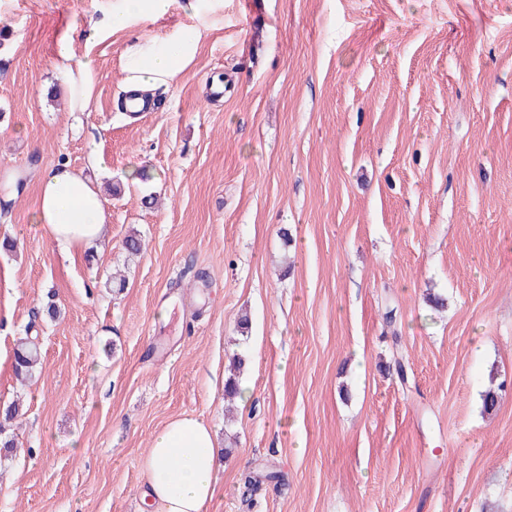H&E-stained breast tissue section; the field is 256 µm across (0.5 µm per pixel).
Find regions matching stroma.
Here are the masks:
<instances>
[{"instance_id": "35a3bbf8", "label": "stroma", "mask_w": 512, "mask_h": 512, "mask_svg": "<svg viewBox=\"0 0 512 512\" xmlns=\"http://www.w3.org/2000/svg\"><path fill=\"white\" fill-rule=\"evenodd\" d=\"M185 2L94 41L112 0H0V174L27 177L0 217V402L25 410L0 512H140L181 415L223 450L209 512H512V0H224L130 119L124 48ZM62 38L94 61L91 111L46 95ZM92 154L107 234L67 256L31 221L38 180ZM41 364V352L38 344L29 336L17 343L14 351V371L21 383L32 376Z\"/></svg>"}]
</instances>
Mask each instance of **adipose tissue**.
Masks as SVG:
<instances>
[{
	"instance_id": "1",
	"label": "adipose tissue",
	"mask_w": 512,
	"mask_h": 512,
	"mask_svg": "<svg viewBox=\"0 0 512 512\" xmlns=\"http://www.w3.org/2000/svg\"><path fill=\"white\" fill-rule=\"evenodd\" d=\"M172 0H112L108 24L92 27L95 36L136 28L164 17ZM210 9L224 0H189L192 24L161 36L138 37L123 53V89L137 102L168 90L194 64ZM59 71L66 105L72 112L90 111L96 81L92 59H73L67 44H59ZM35 224L45 230L62 253L86 250L99 242L106 221L105 200L95 181L67 163L55 165L42 176L34 207ZM142 470L147 484L142 498L152 512H209L220 490L216 435L205 420L179 416L168 421L146 449Z\"/></svg>"
}]
</instances>
